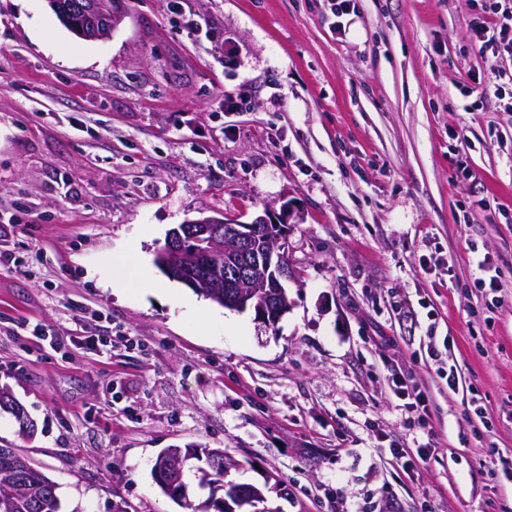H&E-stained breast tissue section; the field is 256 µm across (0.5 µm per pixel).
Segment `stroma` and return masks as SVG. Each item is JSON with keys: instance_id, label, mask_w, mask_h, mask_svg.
Wrapping results in <instances>:
<instances>
[{"instance_id": "obj_1", "label": "stroma", "mask_w": 512, "mask_h": 512, "mask_svg": "<svg viewBox=\"0 0 512 512\" xmlns=\"http://www.w3.org/2000/svg\"><path fill=\"white\" fill-rule=\"evenodd\" d=\"M483 2L358 0L339 33L323 0H184L190 35L170 0H125L84 41L48 0H0V391L36 424L0 410V446L60 512H185L151 477L185 447L224 449L275 512H512V110L489 71L512 54L471 40ZM267 209L296 274L277 328L156 266L186 220ZM131 248L159 292L112 264ZM392 386L394 387V392L397 394H401L405 396V398H408L409 400H413V402L407 403L410 408H412V411H419L421 409L422 411H425L427 408V397L425 394L416 387L409 388L407 383L400 377L395 376L392 374V378L389 380ZM388 381V382H389Z\"/></svg>"}]
</instances>
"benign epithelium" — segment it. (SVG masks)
Instances as JSON below:
<instances>
[{
  "instance_id": "benign-epithelium-1",
  "label": "benign epithelium",
  "mask_w": 512,
  "mask_h": 512,
  "mask_svg": "<svg viewBox=\"0 0 512 512\" xmlns=\"http://www.w3.org/2000/svg\"><path fill=\"white\" fill-rule=\"evenodd\" d=\"M61 19L73 29L76 36L92 41L116 30L125 17L123 0H49ZM288 235V224L270 211L257 216L249 223H241L226 217L203 216L188 220L174 229L164 246L156 251L155 261L172 278L193 288H218L219 282L208 283L197 278L193 271L180 264L179 258L190 252L214 266L216 277L248 278L252 271L265 268L269 280L262 281L259 293H246L227 289L220 300L224 307L245 311L250 309L255 319L274 327L289 312L285 283L293 278V272L281 249L270 248L255 259L249 253L255 251L256 242L262 238L281 239ZM186 459L173 448L154 464V471L168 485H179L184 476Z\"/></svg>"
}]
</instances>
